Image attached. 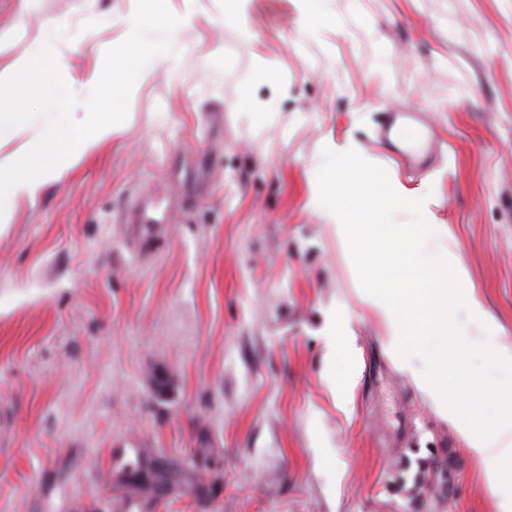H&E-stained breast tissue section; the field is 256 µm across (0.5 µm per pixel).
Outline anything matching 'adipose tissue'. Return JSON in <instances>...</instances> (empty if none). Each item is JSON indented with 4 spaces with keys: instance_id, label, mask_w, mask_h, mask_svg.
<instances>
[{
    "instance_id": "ef3b65f1",
    "label": "adipose tissue",
    "mask_w": 512,
    "mask_h": 512,
    "mask_svg": "<svg viewBox=\"0 0 512 512\" xmlns=\"http://www.w3.org/2000/svg\"><path fill=\"white\" fill-rule=\"evenodd\" d=\"M113 126L102 121L98 105L87 100L80 117L56 137L36 134L0 161V223H8L13 208L38 188L70 169L86 152L111 136Z\"/></svg>"
}]
</instances>
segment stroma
<instances>
[{"mask_svg":"<svg viewBox=\"0 0 512 512\" xmlns=\"http://www.w3.org/2000/svg\"><path fill=\"white\" fill-rule=\"evenodd\" d=\"M166 3L174 52L126 120L0 223V512H78L121 453L201 440L221 460L209 512H498L386 353L316 175L354 145L424 199L512 339V0H328L339 22L315 31L302 0L231 24L224 0ZM135 10L0 0V68L51 41L86 98ZM391 109L433 130L419 171L377 139Z\"/></svg>","mask_w":512,"mask_h":512,"instance_id":"obj_1","label":"stroma"}]
</instances>
